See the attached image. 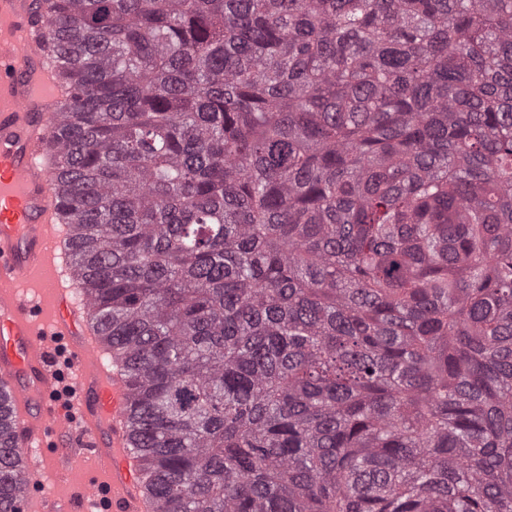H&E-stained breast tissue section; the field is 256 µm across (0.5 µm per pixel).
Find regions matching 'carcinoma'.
<instances>
[{
  "instance_id": "obj_1",
  "label": "carcinoma",
  "mask_w": 512,
  "mask_h": 512,
  "mask_svg": "<svg viewBox=\"0 0 512 512\" xmlns=\"http://www.w3.org/2000/svg\"><path fill=\"white\" fill-rule=\"evenodd\" d=\"M42 4L154 512H512V0Z\"/></svg>"
}]
</instances>
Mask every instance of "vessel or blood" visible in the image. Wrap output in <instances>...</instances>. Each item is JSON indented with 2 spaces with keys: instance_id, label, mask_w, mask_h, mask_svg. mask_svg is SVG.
I'll return each mask as SVG.
<instances>
[{
  "instance_id": "1",
  "label": "vessel or blood",
  "mask_w": 512,
  "mask_h": 512,
  "mask_svg": "<svg viewBox=\"0 0 512 512\" xmlns=\"http://www.w3.org/2000/svg\"><path fill=\"white\" fill-rule=\"evenodd\" d=\"M35 0H0V404L23 433L28 484L79 465L71 493L25 497L23 512H152L131 448L127 380L89 320L71 260V235L53 171L56 112L64 90L35 22ZM56 274L46 287L42 274ZM59 351L77 387L49 361ZM71 453L44 452L48 431Z\"/></svg>"
}]
</instances>
